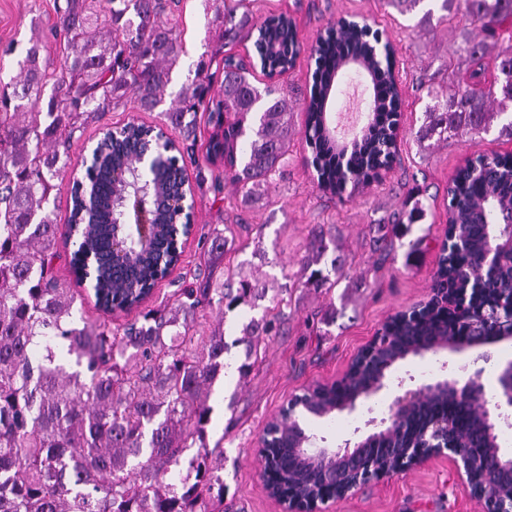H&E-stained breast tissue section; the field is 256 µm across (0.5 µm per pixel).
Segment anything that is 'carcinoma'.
I'll list each match as a JSON object with an SVG mask.
<instances>
[{
    "mask_svg": "<svg viewBox=\"0 0 512 512\" xmlns=\"http://www.w3.org/2000/svg\"><path fill=\"white\" fill-rule=\"evenodd\" d=\"M215 36L228 44L240 36L262 42L260 63L269 72L288 71L305 52L295 20L286 13L255 18L245 0H213ZM425 0H386L401 16L417 12ZM420 22L434 16L465 20L461 43L447 69L466 68V79L449 93L433 94L416 131L419 146L455 136L472 139L501 122L499 135L512 139V0H433ZM178 0H57L53 36L63 45L60 64L43 54L42 39L32 41L20 62L21 91L0 97V512H224L223 441L211 445L207 428L211 388L224 374V330H200L204 311L213 305L233 311L258 306L269 292L245 264L224 270L229 244L224 231L207 237L205 270L199 286L180 290L171 304L151 308L122 325L90 321L76 307L70 289L53 273L60 237L51 195L56 181L73 174L64 156L76 132L106 113L126 109L133 97L141 112L154 111L164 99L172 71L182 56ZM497 47L498 76L488 88L483 59ZM311 52L318 65L305 99V142L319 190L341 197L377 182L399 155L393 146L402 89L396 63L352 24L337 23L319 33ZM356 59L375 80L370 127L347 150L329 137L324 101L329 87L341 92L346 71L337 61ZM223 73L221 92L210 95L213 74ZM253 69L219 49L196 64L192 81L181 87L159 120L170 141L155 145L159 162L148 180L138 171L139 148L148 135L128 123L116 136L104 134L90 171L79 179L83 192L71 199L67 238L81 245L72 251V271L88 258L94 265L91 291L104 314L122 305L139 307L152 294L156 278L179 262L175 240L181 218L159 215L160 230L148 250L139 238L129 246L138 262L112 265V234L136 222V211L152 209L163 194L179 192L195 156L198 112L208 113L213 134L206 162L224 160V180L240 187L243 202L269 197L294 138L293 107L274 83L255 84ZM259 113L248 129L244 119ZM479 171L460 172L448 199V230L460 248L440 254L432 290L453 288L476 272L488 239L507 231L512 221V154L477 158ZM426 217L415 188L383 225L376 239L389 253ZM324 226L311 229L303 259L305 288L333 287L336 259ZM512 289V258L504 259L484 288V299ZM280 315L265 312L243 325L236 344L243 346L239 378L252 368V353L279 333ZM399 354L415 344L437 354L444 337L458 341L468 323L431 310L416 318H394L385 329ZM362 378L349 375L339 386L304 394L323 418L340 412L360 393ZM452 417L460 438L495 466L504 456L498 439L480 437L477 406L433 397L406 417L404 439L420 440V427ZM288 416L264 437L272 455L287 447ZM196 449L187 470L184 452ZM298 462L282 457L275 480L295 495H311L308 483L294 479Z\"/></svg>",
    "mask_w": 512,
    "mask_h": 512,
    "instance_id": "cac0c4a2",
    "label": "carcinoma"
}]
</instances>
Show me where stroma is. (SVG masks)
Masks as SVG:
<instances>
[{
	"mask_svg": "<svg viewBox=\"0 0 512 512\" xmlns=\"http://www.w3.org/2000/svg\"><path fill=\"white\" fill-rule=\"evenodd\" d=\"M250 8L258 16L290 13L309 43L327 22L359 15L393 42L403 86L399 157L382 183L341 200L319 192L309 162L311 151L299 130L302 117L294 115L298 130L270 203L241 207L237 204L240 192L231 183H222L217 192L204 186L196 196L195 233L184 247L183 262L146 303L150 309L163 305L187 286L203 258V236L213 228L229 227L235 236L234 246L224 256L228 267L249 259L250 244L261 241L266 261L256 265L257 276L288 287L280 305L285 316L282 332L261 343L246 379L233 374L213 386L209 438L224 442V500L233 512H280L261 477L258 439L265 424L292 396L316 383L340 379L391 315L428 300L431 294L437 248L412 259L399 248L387 261H380L372 243L376 224L399 210L407 190L414 187L421 191L428 212L423 223L412 225L410 237L428 233L442 238L446 189L464 158L476 150L487 155L512 153V141L500 138L494 129L477 144L464 136L424 150L415 140L429 89L448 85L443 74L436 75L431 85L419 84L420 69L440 64L452 52L461 27L458 19L424 25L417 17L399 16L382 0H251ZM178 14L184 54L167 88L170 98L193 79L189 66L206 50L213 16L206 0H181ZM55 19L54 0H0V89L12 90L31 38L48 36ZM317 224L335 240L336 253L344 260L343 275L331 289L306 288L301 281L304 245L310 228ZM331 308L336 319L328 324L323 317ZM262 313L259 306H242L223 315L215 310L207 313V326L219 324L224 329L229 345L224 357L231 365L244 359L236 343L243 323ZM323 510L485 512V507L471 495L453 465L439 458L358 487L345 498L327 502Z\"/></svg>",
	"mask_w": 512,
	"mask_h": 512,
	"instance_id": "obj_1",
	"label": "stroma"
}]
</instances>
